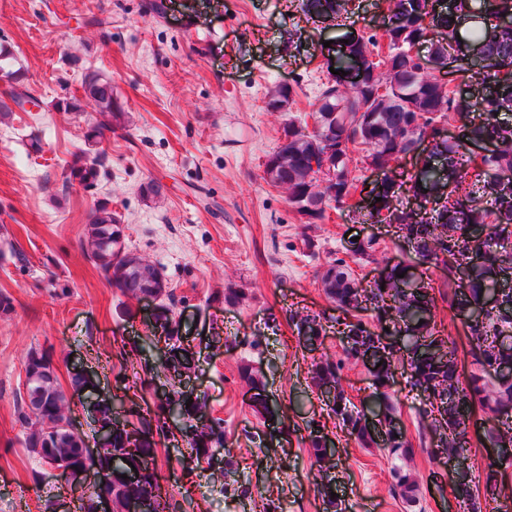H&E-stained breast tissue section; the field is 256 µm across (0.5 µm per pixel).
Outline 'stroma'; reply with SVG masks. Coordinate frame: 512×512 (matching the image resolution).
I'll return each mask as SVG.
<instances>
[{
  "mask_svg": "<svg viewBox=\"0 0 512 512\" xmlns=\"http://www.w3.org/2000/svg\"><path fill=\"white\" fill-rule=\"evenodd\" d=\"M145 2L0 0L8 67L44 106L0 118V292L12 300L0 313V512H44L48 498L80 512L73 489L27 452L16 420L30 351L49 354L63 389L73 375L90 374L99 396L118 395L133 413L154 410L155 389L167 382L148 339V306L110 287L90 258L87 215L101 200L121 215L130 249L173 289L178 336L195 359L182 384L223 421V455L232 462L223 479L188 470L175 438L156 449L162 495L180 497L186 480L195 484L180 512H325L306 427L312 420L325 423L336 444V512H459L438 436L424 422L425 398L396 375L395 417L409 447H359L314 389L315 353L299 344L291 320L307 313L330 320L319 352L341 362L350 407L361 409L373 378L346 357L338 325L349 315L321 277L341 260L366 288L408 261L392 228L355 217L377 173L364 151L352 150L347 203L307 230L286 191L263 178L283 126H313L329 79L326 42L380 36L386 0H348L337 26L307 20L298 0H166L160 18L145 14ZM91 71L111 78L124 127L112 128L111 116L85 98ZM280 85L292 89L293 102L285 112L268 110ZM70 96L79 97V111H54ZM93 125L106 128L99 178L89 188L65 184L62 171ZM154 183L160 195L148 194ZM355 237L371 241L370 259L348 252ZM228 288L238 291L237 303L225 304ZM247 367L282 405L278 420L254 408ZM398 473L410 493L395 489Z\"/></svg>",
  "mask_w": 512,
  "mask_h": 512,
  "instance_id": "stroma-1",
  "label": "stroma"
}]
</instances>
